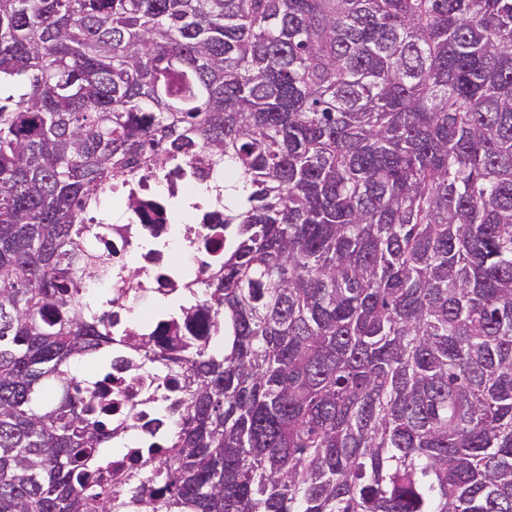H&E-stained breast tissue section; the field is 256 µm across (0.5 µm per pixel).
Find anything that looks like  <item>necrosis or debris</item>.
<instances>
[{
    "label": "necrosis or debris",
    "mask_w": 512,
    "mask_h": 512,
    "mask_svg": "<svg viewBox=\"0 0 512 512\" xmlns=\"http://www.w3.org/2000/svg\"><path fill=\"white\" fill-rule=\"evenodd\" d=\"M219 177L200 154L178 169L142 166L132 181L113 187L112 202L126 211L127 219L89 238L88 246L114 258L111 278L98 285L117 296L115 331L134 332L156 345L210 334L206 281L224 260V202L197 206L193 222L176 237L170 203L191 197ZM110 374L112 422L129 423L131 434L112 450V464L118 467L134 451L170 437L178 426L170 411L178 395L164 362L133 349L113 352Z\"/></svg>",
    "instance_id": "obj_1"
}]
</instances>
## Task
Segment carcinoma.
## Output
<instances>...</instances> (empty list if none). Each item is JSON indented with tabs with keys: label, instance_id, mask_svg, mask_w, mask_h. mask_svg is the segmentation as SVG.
Here are the masks:
<instances>
[{
	"label": "carcinoma",
	"instance_id": "obj_1",
	"mask_svg": "<svg viewBox=\"0 0 512 512\" xmlns=\"http://www.w3.org/2000/svg\"><path fill=\"white\" fill-rule=\"evenodd\" d=\"M0 512H512V0H0ZM224 166L223 346L112 447L98 190Z\"/></svg>",
	"mask_w": 512,
	"mask_h": 512
}]
</instances>
